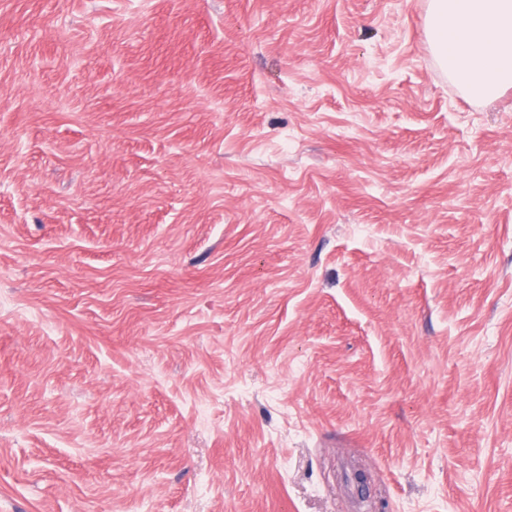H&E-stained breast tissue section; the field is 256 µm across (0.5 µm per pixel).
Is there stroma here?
Listing matches in <instances>:
<instances>
[{
    "instance_id": "1",
    "label": "stroma",
    "mask_w": 512,
    "mask_h": 512,
    "mask_svg": "<svg viewBox=\"0 0 512 512\" xmlns=\"http://www.w3.org/2000/svg\"><path fill=\"white\" fill-rule=\"evenodd\" d=\"M430 0H0V512H512V86Z\"/></svg>"
}]
</instances>
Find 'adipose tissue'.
I'll use <instances>...</instances> for the list:
<instances>
[{"label":"adipose tissue","mask_w":512,"mask_h":512,"mask_svg":"<svg viewBox=\"0 0 512 512\" xmlns=\"http://www.w3.org/2000/svg\"><path fill=\"white\" fill-rule=\"evenodd\" d=\"M434 43L457 79L489 97L512 85V0H431Z\"/></svg>","instance_id":"obj_1"}]
</instances>
